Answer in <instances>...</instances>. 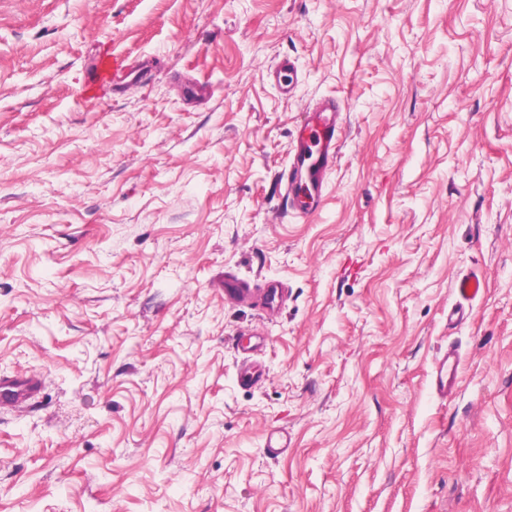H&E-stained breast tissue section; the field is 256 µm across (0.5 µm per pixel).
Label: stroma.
Segmentation results:
<instances>
[{"label":"stroma","instance_id":"obj_1","mask_svg":"<svg viewBox=\"0 0 512 512\" xmlns=\"http://www.w3.org/2000/svg\"><path fill=\"white\" fill-rule=\"evenodd\" d=\"M107 50L142 84L86 99ZM324 97L339 158L298 218L279 175ZM228 272L283 309L225 303ZM22 375L44 388L0 409V512H512V0H0ZM455 292L463 301H475L480 298L484 292V279L475 272L465 274L457 279ZM457 369V352L454 348H450L435 362L433 367L432 376L438 392L448 394V391L456 386L458 382Z\"/></svg>","mask_w":512,"mask_h":512}]
</instances>
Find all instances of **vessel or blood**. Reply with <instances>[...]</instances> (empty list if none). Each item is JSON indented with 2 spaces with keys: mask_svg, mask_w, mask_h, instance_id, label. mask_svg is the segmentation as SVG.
<instances>
[{
  "mask_svg": "<svg viewBox=\"0 0 512 512\" xmlns=\"http://www.w3.org/2000/svg\"><path fill=\"white\" fill-rule=\"evenodd\" d=\"M119 57L109 58L106 65L97 66L88 76V86L93 91L105 90L114 70L122 68ZM343 114L335 99L328 98L309 108L288 156L287 189L290 207L297 214L307 216L319 206L327 178L333 170L340 136L343 130ZM455 292L461 300L472 302L484 292V279L478 273H468L456 281ZM226 299L240 301L258 297L262 309L272 311L283 302V285L272 281L253 293L250 286L232 279L224 281ZM457 352L448 349L433 367L432 376L438 392L448 393L458 382ZM42 392L38 377L24 376L0 378V407L16 408L35 399Z\"/></svg>",
  "mask_w": 512,
  "mask_h": 512,
  "instance_id": "vessel-or-blood-1",
  "label": "vessel or blood"
}]
</instances>
